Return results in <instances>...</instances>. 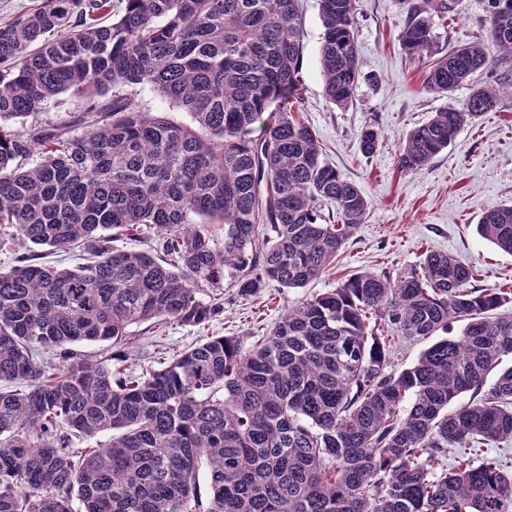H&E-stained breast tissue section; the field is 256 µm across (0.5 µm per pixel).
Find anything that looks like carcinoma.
I'll list each match as a JSON object with an SVG mask.
<instances>
[{"mask_svg": "<svg viewBox=\"0 0 512 512\" xmlns=\"http://www.w3.org/2000/svg\"><path fill=\"white\" fill-rule=\"evenodd\" d=\"M122 4L42 0L0 24V226L21 246L87 255L71 269L33 251L0 272V512H512V463L477 461L512 439V315L499 312L512 289L472 287L473 267L447 253L298 298L251 344L211 336L120 377V355L76 356L77 343L124 345L134 324L204 326L226 286L302 288L370 209L301 118L300 0ZM457 4L412 0L405 54L429 52L433 16ZM319 9L325 95L346 109L357 0ZM487 11L488 42L427 61L426 91L512 62V0ZM138 85L192 124L135 107ZM70 90L112 95L67 126L39 119ZM499 95L474 85L434 113L398 168L423 169ZM357 139L369 156L380 132L367 122ZM476 229L512 253V204ZM140 233L156 246L112 245ZM394 335L434 342L396 372Z\"/></svg>", "mask_w": 512, "mask_h": 512, "instance_id": "1", "label": "carcinoma"}]
</instances>
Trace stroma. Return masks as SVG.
I'll list each match as a JSON object with an SVG mask.
<instances>
[{
	"mask_svg": "<svg viewBox=\"0 0 512 512\" xmlns=\"http://www.w3.org/2000/svg\"><path fill=\"white\" fill-rule=\"evenodd\" d=\"M301 9L306 97L302 118L315 131L324 160L363 190L371 203L369 214L333 267L305 287L288 289L270 281L246 299L225 289L223 315L203 329L174 320L154 335L131 327V364H157L160 358L211 336L256 341L268 336L295 299L324 293L357 273L394 274L408 269L418 265L428 250L471 264L474 287L512 289V254L498 250L476 231L487 208L512 204V96L501 95L496 111L465 124L425 169L402 172L396 153L407 133L448 102L462 103L469 85L460 86L449 98L427 93L421 63L408 58L399 44L406 17L403 0H358L361 78L352 106L338 109L324 95L319 62L323 26L317 0H301ZM488 27L485 0H460L435 46L445 49L468 43L486 35ZM369 121L379 128L380 144L365 157L358 149L357 134Z\"/></svg>",
	"mask_w": 512,
	"mask_h": 512,
	"instance_id": "obj_1",
	"label": "stroma"
}]
</instances>
